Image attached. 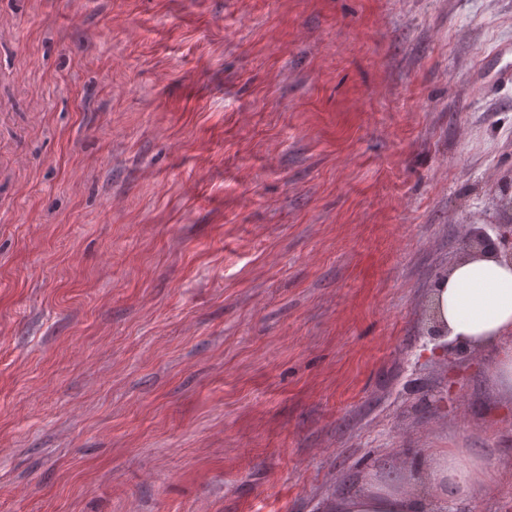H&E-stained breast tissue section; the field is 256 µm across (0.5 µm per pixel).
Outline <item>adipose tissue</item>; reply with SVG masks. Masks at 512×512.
Instances as JSON below:
<instances>
[{
  "label": "adipose tissue",
  "mask_w": 512,
  "mask_h": 512,
  "mask_svg": "<svg viewBox=\"0 0 512 512\" xmlns=\"http://www.w3.org/2000/svg\"><path fill=\"white\" fill-rule=\"evenodd\" d=\"M431 308L448 340L496 353L491 372L502 401H512V262L490 251L455 264L434 289ZM497 478L495 462L469 448L425 450L404 480L370 479L337 499L331 512H446Z\"/></svg>",
  "instance_id": "ef3b65f1"
}]
</instances>
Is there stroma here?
<instances>
[{
	"mask_svg": "<svg viewBox=\"0 0 512 512\" xmlns=\"http://www.w3.org/2000/svg\"><path fill=\"white\" fill-rule=\"evenodd\" d=\"M508 66L512 0H0V512H329L427 448L512 512L495 356L425 331L512 222Z\"/></svg>",
	"mask_w": 512,
	"mask_h": 512,
	"instance_id": "obj_1",
	"label": "stroma"
}]
</instances>
